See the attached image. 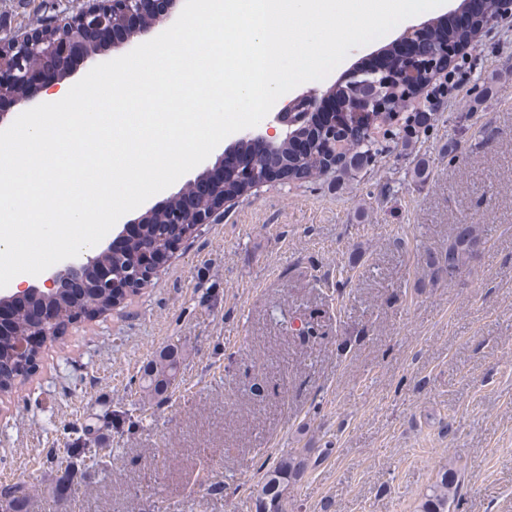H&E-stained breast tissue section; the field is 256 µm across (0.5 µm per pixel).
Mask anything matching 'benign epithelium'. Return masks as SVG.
Returning <instances> with one entry per match:
<instances>
[{
	"label": "benign epithelium",
	"mask_w": 512,
	"mask_h": 512,
	"mask_svg": "<svg viewBox=\"0 0 512 512\" xmlns=\"http://www.w3.org/2000/svg\"><path fill=\"white\" fill-rule=\"evenodd\" d=\"M173 2L79 0L73 13H65L53 25L59 36L45 56L38 45L43 30L33 27L13 32L8 39L0 41V47L10 46L15 51L7 63L0 58V102H8L10 112L28 110L33 96L57 83L52 73L54 61L74 51L76 37L112 27L121 33L119 41L123 42L127 33L146 17L158 24L164 22ZM508 17H512V0H497V11L490 17L482 12L477 0H464L454 14L458 26H475L477 36L490 35L495 23ZM116 20L120 23L118 28L113 27ZM434 26L436 22L431 21L407 27L398 41L377 54L379 62L369 74L351 72L349 78L361 80L362 93L351 96L345 88L339 94L310 89L278 103L264 127L237 133V144L245 143L254 154L266 157L262 170L232 155L222 169L199 182L197 188L190 189L181 200L168 201L161 215L169 217L171 224H193L198 228L211 223L215 213L237 196L276 180L301 175L302 169L295 163L317 150L326 152L321 170L330 171L344 167L349 146L356 140L370 138L368 131L381 128L384 135L397 137V131L405 129L398 122L403 107L392 105L390 94L406 104L419 95L428 96L435 78L447 73L460 55V44L448 39L439 43L432 40ZM285 143L290 144L286 157L278 154V147ZM139 234L140 224L129 220L113 236L108 248L117 249ZM182 242L183 237L175 238L166 251L145 246L120 281L112 278L110 268L101 269L94 278H83L82 274L94 265V256L83 251L43 272L40 284L30 283L16 290L6 288L0 292V297L23 300L37 293L50 297L66 287L72 289V301L77 304L86 288L109 292L114 288H138L152 280Z\"/></svg>",
	"instance_id": "benign-epithelium-1"
}]
</instances>
